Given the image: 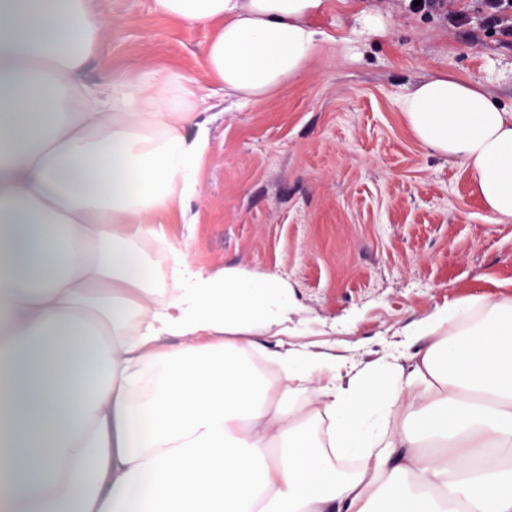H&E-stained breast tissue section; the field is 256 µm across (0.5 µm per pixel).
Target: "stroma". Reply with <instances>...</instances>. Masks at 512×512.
<instances>
[{
    "instance_id": "35a3bbf8",
    "label": "stroma",
    "mask_w": 512,
    "mask_h": 512,
    "mask_svg": "<svg viewBox=\"0 0 512 512\" xmlns=\"http://www.w3.org/2000/svg\"><path fill=\"white\" fill-rule=\"evenodd\" d=\"M103 18L94 84L174 66L211 83L197 47L208 28L159 14L155 0H95ZM389 19L363 34L359 11ZM312 67L260 104L215 96L212 153L198 179L188 254L207 267L275 271L301 307L299 340L368 363L453 301L512 296V221L500 222L463 164L432 153L401 102L444 72L512 111V38L480 17L454 27L403 0H326L311 20Z\"/></svg>"
}]
</instances>
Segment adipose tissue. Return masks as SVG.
Segmentation results:
<instances>
[{
	"instance_id": "1",
	"label": "adipose tissue",
	"mask_w": 512,
	"mask_h": 512,
	"mask_svg": "<svg viewBox=\"0 0 512 512\" xmlns=\"http://www.w3.org/2000/svg\"><path fill=\"white\" fill-rule=\"evenodd\" d=\"M155 4L214 28L207 70L256 103L311 67L325 0ZM102 28L92 0H0V512H143L149 484L160 512H512V298L436 309L407 367L284 344L287 281L159 222L195 230L212 89L85 83ZM401 110L512 221V112L445 74Z\"/></svg>"
}]
</instances>
